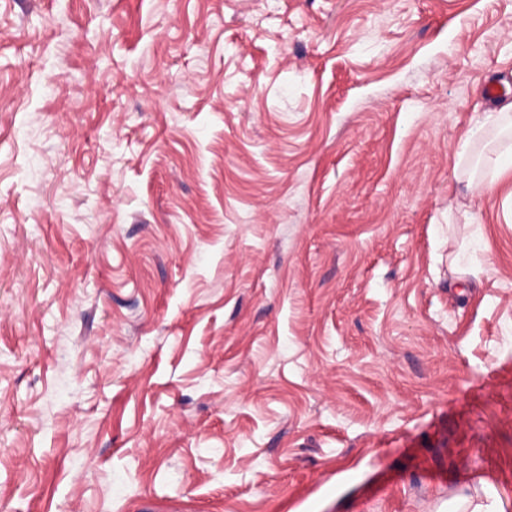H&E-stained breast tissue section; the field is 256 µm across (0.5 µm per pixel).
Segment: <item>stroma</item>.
<instances>
[{
  "label": "stroma",
  "instance_id": "1",
  "mask_svg": "<svg viewBox=\"0 0 512 512\" xmlns=\"http://www.w3.org/2000/svg\"><path fill=\"white\" fill-rule=\"evenodd\" d=\"M512 0H0V512H512ZM511 112H512V102H508L500 108V112H494V113L488 115L486 118V121L483 124H481L479 126H474L473 128H471L468 131V133L463 141L462 152L460 153V156H462V154L465 152V149L468 147V145L474 138H478L482 135L484 126L487 123L497 124L498 126L499 125L501 126L502 124H504L502 129H507L508 126L510 125V130H511L512 129V113Z\"/></svg>",
  "mask_w": 512,
  "mask_h": 512
}]
</instances>
